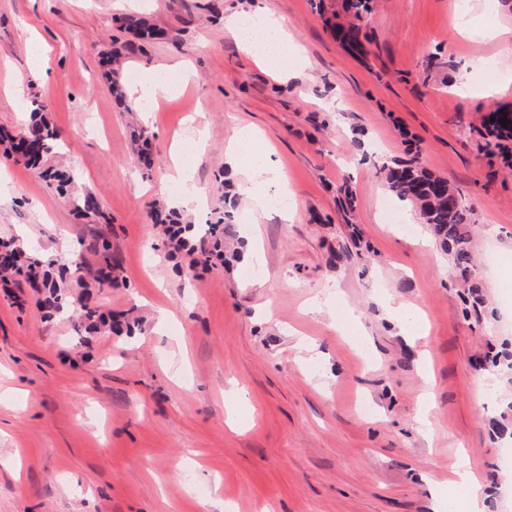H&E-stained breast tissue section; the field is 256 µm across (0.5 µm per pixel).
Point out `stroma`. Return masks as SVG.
I'll use <instances>...</instances> for the list:
<instances>
[{
  "instance_id": "35a3bbf8",
  "label": "stroma",
  "mask_w": 512,
  "mask_h": 512,
  "mask_svg": "<svg viewBox=\"0 0 512 512\" xmlns=\"http://www.w3.org/2000/svg\"><path fill=\"white\" fill-rule=\"evenodd\" d=\"M258 6L300 49L288 78L224 34L226 18ZM500 12L512 18V0L481 15L459 0H369L352 52L313 0H0V127L41 103L60 134L48 164L75 173L63 196L0 153V236L62 260L104 233L125 281L91 296L70 281L69 307L50 320L33 289L0 288V512H435L434 483L461 451L486 512H512V371L488 361L512 347V291L498 286L512 275V170L475 133L483 116L512 109V45L486 35ZM126 13L166 37L122 53L114 77L128 86L147 66L191 72L150 112L117 104L101 64L131 38L117 23ZM18 74L20 101L5 91ZM198 111L202 138L187 122ZM136 126L150 134L149 171L131 148ZM245 127L278 163L287 212L251 208L228 149ZM412 145L473 211L480 311H465L449 256L407 206L404 224L384 220L397 203L378 167ZM179 166L205 194L195 223L233 198L238 237L261 264L191 273L186 257L155 248L150 206ZM343 185L355 196L347 215ZM89 192L107 223L76 217L71 197ZM256 265L261 277L245 279ZM86 299L131 313L141 333L79 341ZM402 302L421 309L422 331L398 323ZM425 367L430 430L417 421ZM233 381L247 402L225 397Z\"/></svg>"
}]
</instances>
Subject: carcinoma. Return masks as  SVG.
<instances>
[{
	"instance_id": "obj_1",
	"label": "carcinoma",
	"mask_w": 512,
	"mask_h": 512,
	"mask_svg": "<svg viewBox=\"0 0 512 512\" xmlns=\"http://www.w3.org/2000/svg\"><path fill=\"white\" fill-rule=\"evenodd\" d=\"M344 9L353 22L346 29L337 25L335 31L344 44L356 48L360 46L359 22L368 11V0H344ZM118 22L121 28L138 38L157 40L165 36L163 30L149 26L144 19L135 15H123ZM497 114L499 120H484L477 133L482 138H495V146L505 149L507 142L512 140V111L501 109ZM59 139L58 131L47 120L45 107L39 105L31 110L27 123L14 131L0 132V142L14 152L15 162L42 170L43 176L64 195L68 193L74 176L66 171L43 167L44 158L55 149ZM148 141L145 131L134 132L132 142L138 160L149 171L153 168L154 160L147 148ZM380 172L384 174L393 196L413 206L420 223L428 226L437 246L452 259L456 280L468 289L465 301L473 306L482 303L478 286L475 285L477 266L469 230L472 212L465 206L460 193L422 167L417 155L407 161L384 164ZM73 205L75 214L84 219L96 221L102 217L100 202L92 194L74 200ZM151 220L154 224L165 226V244L187 252L191 270L199 266L208 267L215 259L225 267L240 259L238 245L241 240L230 210L202 230L198 225L184 221L181 211L168 205L154 207ZM82 251L98 257L96 276L93 282L84 284V287L101 291L112 287V271L118 267V260L107 239L102 235L95 236L82 243ZM0 254L4 255V262H0V285L7 287L14 284L18 288L27 286L44 291L40 304L49 318L61 311L67 302L64 289L67 277H82L83 263L78 261L72 268L58 265L53 259L33 253L15 238L0 240ZM78 321L85 334L107 329L117 335L133 336L139 330L138 320L124 315L105 314L94 306H83Z\"/></svg>"
}]
</instances>
